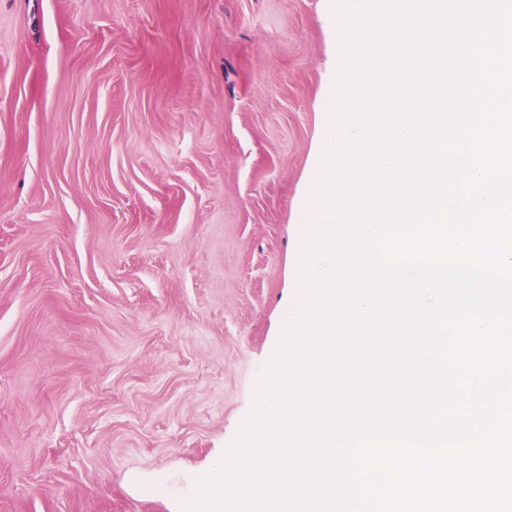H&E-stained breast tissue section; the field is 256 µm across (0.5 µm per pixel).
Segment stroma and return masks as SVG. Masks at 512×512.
I'll return each instance as SVG.
<instances>
[{
    "label": "stroma",
    "mask_w": 512,
    "mask_h": 512,
    "mask_svg": "<svg viewBox=\"0 0 512 512\" xmlns=\"http://www.w3.org/2000/svg\"><path fill=\"white\" fill-rule=\"evenodd\" d=\"M335 0H0V512H177L296 288Z\"/></svg>",
    "instance_id": "1"
}]
</instances>
